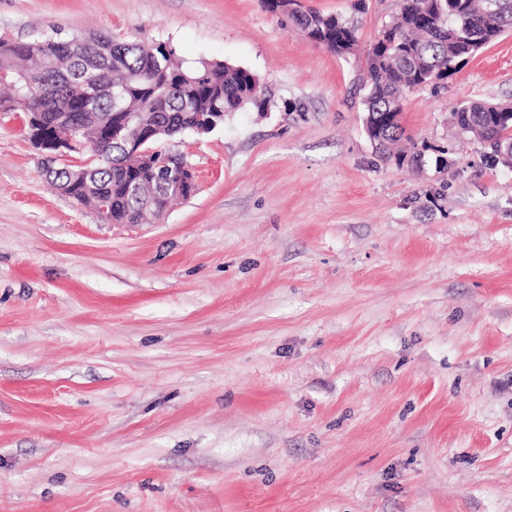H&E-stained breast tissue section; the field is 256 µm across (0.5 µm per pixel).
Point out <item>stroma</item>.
Instances as JSON below:
<instances>
[{
    "instance_id": "1",
    "label": "stroma",
    "mask_w": 512,
    "mask_h": 512,
    "mask_svg": "<svg viewBox=\"0 0 512 512\" xmlns=\"http://www.w3.org/2000/svg\"><path fill=\"white\" fill-rule=\"evenodd\" d=\"M258 0H0L257 75L263 112L174 148L191 197L111 224L0 113V512H512V166L453 111L512 102V30L364 124L366 54Z\"/></svg>"
}]
</instances>
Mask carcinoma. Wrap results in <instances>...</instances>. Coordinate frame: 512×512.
<instances>
[{"instance_id": "carcinoma-1", "label": "carcinoma", "mask_w": 512, "mask_h": 512, "mask_svg": "<svg viewBox=\"0 0 512 512\" xmlns=\"http://www.w3.org/2000/svg\"><path fill=\"white\" fill-rule=\"evenodd\" d=\"M398 11L384 24L366 58L368 94L364 120L384 112L402 113L406 95L423 80H442L463 59L479 53L512 29V0H397ZM307 37L338 54L351 53L358 44L356 23L339 14L313 9L293 16ZM71 51L72 36L59 30L41 32L22 42L0 40V82L10 93L0 98V112H11L28 99L29 112H41L47 121L74 137L80 145L75 158L83 164L86 184L65 192L80 205L97 208L105 193L111 210L104 220L129 224L149 212L157 214L173 195L160 162L173 151L169 144L200 124L212 112H236L246 106L261 111L267 100L257 76L250 70L222 62L182 67L173 48L163 44L120 41L108 34L84 36ZM115 86L120 97L97 93ZM455 111L481 142L495 147L512 126L511 103L469 101ZM116 112L136 113L135 123L151 130L167 126L168 135L150 143L154 153L132 158ZM94 155L82 159L86 144ZM134 175L143 183L139 194L122 186Z\"/></svg>"}]
</instances>
